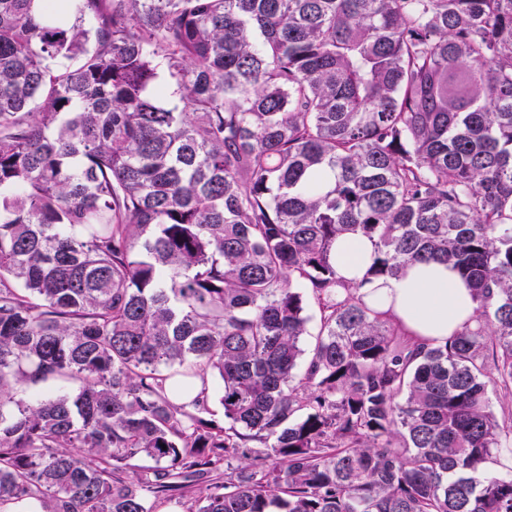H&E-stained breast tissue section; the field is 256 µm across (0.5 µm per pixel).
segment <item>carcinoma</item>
<instances>
[{"label": "carcinoma", "mask_w": 512, "mask_h": 512, "mask_svg": "<svg viewBox=\"0 0 512 512\" xmlns=\"http://www.w3.org/2000/svg\"><path fill=\"white\" fill-rule=\"evenodd\" d=\"M356 233L474 326L368 307ZM492 369L512 398V0H0V506L512 512ZM372 260L373 247L362 234L345 236L336 242V262L347 279L360 281ZM358 293L408 337L427 345L459 331L470 321L475 306L459 273L436 261L416 263L399 278L375 279Z\"/></svg>", "instance_id": "1"}]
</instances>
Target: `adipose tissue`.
<instances>
[{"label":"adipose tissue","instance_id":"1","mask_svg":"<svg viewBox=\"0 0 512 512\" xmlns=\"http://www.w3.org/2000/svg\"><path fill=\"white\" fill-rule=\"evenodd\" d=\"M372 260L373 247L363 235L337 241L336 262L347 279L362 281ZM359 294L368 306L397 323L408 337L427 345L459 331L474 311L459 273L449 264L436 261L414 264L399 278L363 283Z\"/></svg>","mask_w":512,"mask_h":512}]
</instances>
